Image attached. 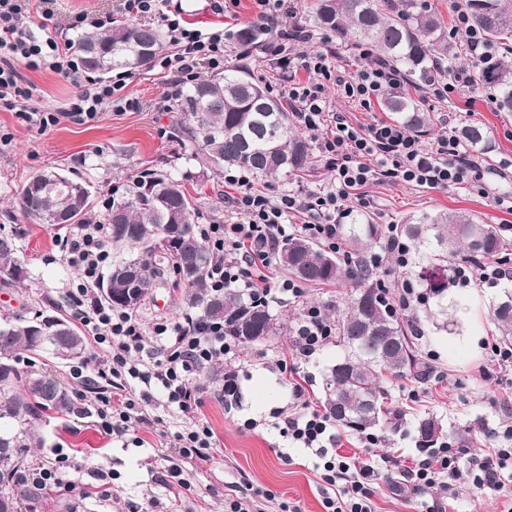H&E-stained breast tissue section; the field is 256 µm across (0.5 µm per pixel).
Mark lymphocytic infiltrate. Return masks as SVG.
<instances>
[{
  "label": "lymphocytic infiltrate",
  "mask_w": 512,
  "mask_h": 512,
  "mask_svg": "<svg viewBox=\"0 0 512 512\" xmlns=\"http://www.w3.org/2000/svg\"><path fill=\"white\" fill-rule=\"evenodd\" d=\"M31 6L32 0H0V107L17 112L42 134L65 116L93 122L105 109L133 108V101L122 94L125 74L97 81L86 75L68 41L50 32L33 35L25 24ZM112 12L130 18L155 16L166 27L173 50L159 55L156 64L171 75L167 99L177 98L184 85L198 80L201 70L223 72V28L204 32L189 27L179 13L161 12L160 0H114ZM296 46V38L285 32L269 50L282 66L296 65L319 76L318 81L303 84L287 79L282 93L295 103L298 125L318 137L319 150L334 172L333 181L319 190L288 193L273 202L253 191L250 174L239 172L229 178L237 193L227 198L235 222L197 227L213 255L207 272L210 289L220 293L235 288L264 305L280 296L293 300L302 296L295 280L267 276V269L275 263L276 245L300 235L338 250L343 221L352 212L354 192L369 181L388 179L427 189L473 183L483 193L492 180L512 177L508 166L487 167L481 154L450 131L427 145L394 122L377 119L365 127L354 126L345 113L332 110L327 80H335L345 98L368 111L382 93L400 88L403 76L376 58L357 75H336L327 55L301 56ZM21 65L51 71L75 87L63 112L37 106L32 89L18 82L17 68ZM292 212L306 214L307 223H289ZM109 244V227L95 216L74 225L71 234L57 243L61 260L79 272L64 297L97 347L81 368L105 383L96 396V415L102 430L114 439L154 428L160 422L155 414L159 407L182 418L180 429L172 435L180 461L170 466L168 476L185 488L189 482L182 476L181 460L207 462L217 448L212 429L195 419L204 393L200 376L212 365H223V390L234 394L239 381L236 360L240 345L225 335L222 323L203 321L189 312L182 319H160L147 327L136 312L100 301L96 287L110 258ZM331 334L322 308L303 304L296 329L297 356H312ZM114 388L129 391L130 399L114 404L110 395ZM292 397V410L281 416L277 427L281 437L321 460V478L332 491L324 500L326 512H374L371 498L380 477L378 464L370 458L360 460L340 453L335 421L312 406L301 384H294ZM500 438V445L489 454L468 459L444 443L407 468L406 478L415 490L427 492L440 487L448 492L447 498L433 500L425 512H446V499L457 498L466 486L493 489L503 498L507 512H512L511 424L502 425Z\"/></svg>",
  "instance_id": "1"
}]
</instances>
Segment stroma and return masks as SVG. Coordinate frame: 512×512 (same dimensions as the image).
Instances as JSON below:
<instances>
[{
    "label": "stroma",
    "mask_w": 512,
    "mask_h": 512,
    "mask_svg": "<svg viewBox=\"0 0 512 512\" xmlns=\"http://www.w3.org/2000/svg\"><path fill=\"white\" fill-rule=\"evenodd\" d=\"M112 4L113 0H55L51 20H44L41 8L36 7L27 24L36 33L42 25H49L72 40L76 33L66 27L72 14L108 12ZM181 5L192 27L221 25L230 33L255 21L260 12L257 0H226L221 15L213 13L206 0H181ZM294 24L313 34L300 43V51L335 54L337 64L351 75L364 66L359 50L337 46L334 36L316 28L311 0H283L278 25ZM18 73L22 85L34 87V98L41 107L52 111L67 107L74 92L69 83L45 70L22 66ZM167 88V75L157 67L133 72L124 93L137 101V108L108 109L98 121L86 124L65 119L43 134L28 128L14 112L0 110V133L10 139L9 144H0V236L15 238L28 272L23 285L0 287V317L72 314L63 291L76 272L56 258L57 241L69 234V227L33 223L14 206L21 189L39 172L61 169L73 179H90L95 187L92 210L100 213L109 198L124 194L132 179L167 171L191 196L196 223L230 222L231 211L225 208L224 198L233 189L225 183L224 171L206 170L178 157L179 115L162 104ZM420 99L437 127H487L490 140L483 156L489 164L512 161V112L496 111L478 96L446 103L424 93ZM332 179V171L315 151L308 169L299 175L284 182L257 181L253 187L275 199L288 192L318 190ZM363 191L370 201L367 212L377 224H400L411 215L461 209L496 228L512 225V210L503 203L512 196V180L492 185L484 196L469 187L429 190L382 180L370 182ZM504 287L512 288L511 278L499 288L454 285V325L443 331L423 321L416 342L419 357L434 369L433 377L426 381L390 378L383 383L392 406L404 412L407 422L433 415L444 432L451 434L452 445L468 457L486 454L493 435L504 422L512 421V365L503 367L490 360V346L497 340L490 310ZM270 310L284 321L283 333L241 349L239 389L232 399L220 395L223 365L212 366L201 376L206 391L196 417L211 427L218 448L212 460L186 465L185 477L191 484L187 490L166 481L168 459L174 454L169 438L146 430L139 431L134 440H115L103 433L91 412L97 385L74 378V360L24 359L25 367L52 369L89 413L68 422L51 417L39 426L42 444L35 449L31 466L65 454L81 468L82 482L74 490L64 485L41 490L39 498L24 502L23 512H224L225 500L240 496L249 484L271 490L276 502L296 507L298 512H325V484L314 458L302 449L283 447L269 423L273 413L290 407L292 384H304L312 405L320 406L324 378L342 351L331 340L310 358L296 357L300 303L280 300ZM279 358L287 360L288 372L276 367ZM248 419L259 421V428L244 429ZM376 434L379 443L373 452L387 463L372 498L375 512H419L420 496L400 473L404 462L420 456L411 436L382 428Z\"/></svg>",
    "instance_id": "stroma-1"
}]
</instances>
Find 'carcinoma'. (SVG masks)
I'll use <instances>...</instances> for the list:
<instances>
[{"label": "carcinoma", "mask_w": 512, "mask_h": 512, "mask_svg": "<svg viewBox=\"0 0 512 512\" xmlns=\"http://www.w3.org/2000/svg\"><path fill=\"white\" fill-rule=\"evenodd\" d=\"M470 23L490 44L512 41V0H465ZM316 23L342 45L371 46L413 85L432 79L440 59L458 62L466 54L448 41L442 17L422 0H314ZM270 24L255 21L240 26L232 40L241 56L262 46ZM71 48L89 71L146 69L161 48V34L149 25L116 21L105 30L87 31ZM473 86L494 88L499 112H512V61L495 56L472 63ZM390 119L415 136H426L434 119L420 100L401 94L382 99ZM181 141L192 145L188 159L204 167L236 168L265 180H286L310 161V146L292 122L295 109L271 95L246 65L224 70V77L200 80L178 96ZM461 137L474 148L488 142L485 126L468 124ZM91 182L76 181L63 172L33 176L15 200V207L38 224L86 223L91 209ZM196 208L181 182L168 172L135 179L125 195L113 200L103 215L112 245L123 253L98 282L103 300L114 308L137 309L156 281L164 277L156 253L167 255L184 288L182 304L201 317L224 322V333L243 347L281 334L283 327L268 307L256 306L234 289L210 292L207 270L212 254L199 238ZM396 232L413 245L415 277L440 310L426 313L439 328L448 326L449 289L456 264L495 262L512 250V242L489 224L462 211H437L410 217ZM385 236L382 225L359 214L348 229L350 251L329 252L312 240L293 236L278 247L276 263L297 281L319 286L350 282L356 288L346 312L336 317V338L343 355L329 368L323 385L324 407L336 424L357 433L383 426L401 431L402 413L387 404L381 382L408 376L424 381L430 367L422 364L414 345L415 322L404 321L380 296L378 270L372 262L374 244ZM15 239L0 236V283L19 285L27 278L17 257ZM500 344L512 346V289L503 291L491 309ZM84 336L58 314L27 319L15 316L0 323V512H21L24 498L39 489L21 483L36 444V427L50 412L80 418L70 390L56 377L20 367L27 354L52 352L78 357ZM416 447L426 452L443 437L432 415L412 424Z\"/></svg>", "instance_id": "obj_1"}]
</instances>
